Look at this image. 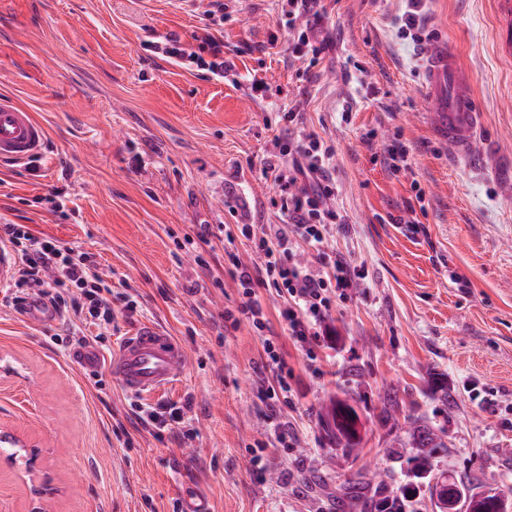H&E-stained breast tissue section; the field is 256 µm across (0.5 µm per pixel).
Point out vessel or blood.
Returning <instances> with one entry per match:
<instances>
[{
    "mask_svg": "<svg viewBox=\"0 0 512 512\" xmlns=\"http://www.w3.org/2000/svg\"><path fill=\"white\" fill-rule=\"evenodd\" d=\"M421 81L434 105L432 133L448 146L454 160L475 163V142L483 128L469 78L446 39L435 36L424 46ZM45 126L13 97L0 95V166L43 158ZM187 363L183 346L151 323L121 339L108 363L110 376L133 396H149L170 387Z\"/></svg>",
    "mask_w": 512,
    "mask_h": 512,
    "instance_id": "b4317fda",
    "label": "vessel or blood"
}]
</instances>
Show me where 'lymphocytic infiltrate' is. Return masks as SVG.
<instances>
[{
	"label": "lymphocytic infiltrate",
	"instance_id": "lymphocytic-infiltrate-1",
	"mask_svg": "<svg viewBox=\"0 0 512 512\" xmlns=\"http://www.w3.org/2000/svg\"><path fill=\"white\" fill-rule=\"evenodd\" d=\"M320 3L321 0H288V8L281 14L280 26L297 34L293 41L295 54L315 55L332 43L331 37L317 35L322 20ZM199 42L208 49V56H201L175 37L150 43L149 49L177 64L204 70L212 79H223L227 69L223 41L206 32ZM332 156V147L313 135L279 148L268 162L267 171L284 193L282 209L287 220L270 235H256L249 224L240 227L241 235L250 241L261 262L237 269L243 295L238 313L251 318L256 328H263V310L253 287L259 283L274 288L283 302L282 318L295 341L305 345L331 338L333 331L326 317L332 302L346 297L356 277L354 270L339 258L328 271L318 274L294 260L300 246L319 248L330 224L338 219L327 205L335 192L330 173ZM0 241L9 243L19 258L16 288L37 289L63 318L74 316L93 324L111 323L112 290L85 252L39 237L22 224H1Z\"/></svg>",
	"mask_w": 512,
	"mask_h": 512
}]
</instances>
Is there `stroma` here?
<instances>
[{
	"instance_id": "35a3bbf8",
	"label": "stroma",
	"mask_w": 512,
	"mask_h": 512,
	"mask_svg": "<svg viewBox=\"0 0 512 512\" xmlns=\"http://www.w3.org/2000/svg\"><path fill=\"white\" fill-rule=\"evenodd\" d=\"M0 0V90L46 126V159L0 170V224H23L78 245L111 284L114 319L101 357L149 322L176 337L188 362L178 383L137 399L108 376L92 382L63 322L26 323L0 287V426L42 448L32 473L0 461V512H178L192 483L211 512H371L382 492L428 458L423 512L455 482L471 498L512 504V32L502 0H427L426 34H442L473 83L485 126L482 165H456L430 132L421 44L402 38L405 0H323L335 43L291 52L281 0ZM236 64L224 80L152 55L202 29ZM265 97H253L252 81ZM295 105L300 130L335 150L341 217L308 270L334 258L363 271L328 323L339 350L309 363L279 315L231 323L235 264H259L226 227L272 233L284 222L264 169ZM406 146L411 168L391 174L385 151ZM211 233L199 238L200 225ZM273 338L292 387L269 418L260 392ZM355 413L353 447L336 442L328 412ZM183 408L178 428L144 427L137 406ZM432 430L438 446L416 440Z\"/></svg>"
}]
</instances>
